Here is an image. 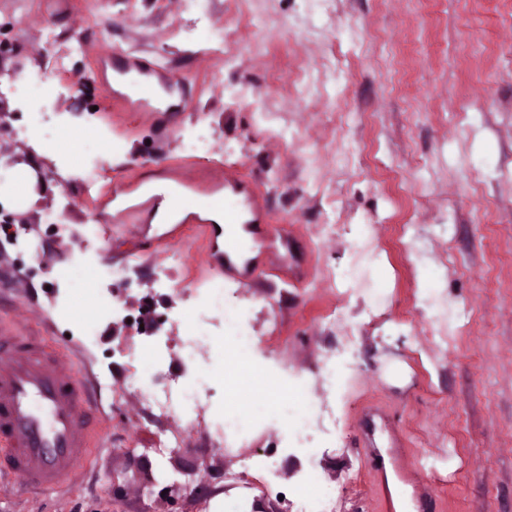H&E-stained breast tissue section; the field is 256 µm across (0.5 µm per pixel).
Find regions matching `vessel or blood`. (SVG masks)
Listing matches in <instances>:
<instances>
[{
    "mask_svg": "<svg viewBox=\"0 0 512 512\" xmlns=\"http://www.w3.org/2000/svg\"><path fill=\"white\" fill-rule=\"evenodd\" d=\"M159 70L139 57L123 56L118 72L127 90L109 91L113 111H157L164 91L184 84L172 73L163 85L154 84L151 76ZM149 205L195 220L220 215L221 223L203 225L206 253L223 245L225 275L251 273L243 257L260 239L266 214L254 191L222 165L199 163L192 171H179L175 182L153 187ZM67 357L63 350L46 352L38 337L0 327V470L37 489L72 483L101 441L99 430L85 422L93 405L88 385L60 369Z\"/></svg>",
    "mask_w": 512,
    "mask_h": 512,
    "instance_id": "b4317fda",
    "label": "vessel or blood"
}]
</instances>
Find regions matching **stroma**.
<instances>
[{
    "label": "stroma",
    "instance_id": "35a3bbf8",
    "mask_svg": "<svg viewBox=\"0 0 512 512\" xmlns=\"http://www.w3.org/2000/svg\"><path fill=\"white\" fill-rule=\"evenodd\" d=\"M57 35L69 38L61 69ZM122 51L186 77L176 123L113 118L96 82L72 90ZM0 71L52 87L38 100L0 93V166L53 169L33 204H8L16 223H0V323L73 355L97 386L88 419L104 438L78 484L5 480L0 512H151L145 469L186 484L179 512H209L219 494L240 512L257 496L298 512L308 479L333 512H389L359 441L370 411L394 427L405 475L433 487L427 512H512V0H0ZM76 124L112 141L111 155H35L30 130L51 145ZM181 161L253 182L280 241L255 248L249 279L224 280L226 309L242 312L276 381L241 448L210 446V415L189 432L157 420L129 386L155 350L210 406L230 398L204 359L185 360L199 339L184 309L225 332L197 303L216 279L200 225L101 221L110 184ZM85 164L100 170L89 188ZM62 268L90 275V322L75 319ZM161 270L174 289L156 284ZM146 315L158 334L121 325ZM298 395L306 425L294 430L279 412ZM162 434L180 436L177 452L156 453Z\"/></svg>",
    "mask_w": 512,
    "mask_h": 512
}]
</instances>
